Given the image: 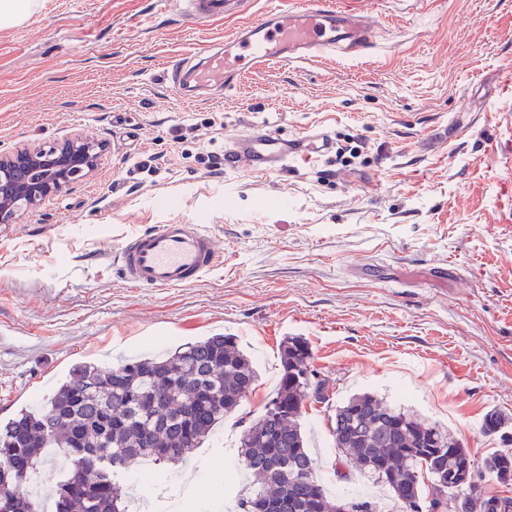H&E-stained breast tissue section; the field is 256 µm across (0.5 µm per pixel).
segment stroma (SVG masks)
I'll list each match as a JSON object with an SVG mask.
<instances>
[{"mask_svg":"<svg viewBox=\"0 0 512 512\" xmlns=\"http://www.w3.org/2000/svg\"><path fill=\"white\" fill-rule=\"evenodd\" d=\"M353 5L379 13L368 56L292 61L192 100L164 61L220 46L235 20L193 25L157 0H37L0 28V146L101 144L89 178L0 224V420L76 364L216 334L259 375L221 433L146 487L150 512H234L252 488L238 439L278 386L288 336L308 341L331 386L300 422L339 498L392 503L370 475L336 476L328 408L353 395L440 424L478 462L503 446L481 430L488 411L512 436V0ZM254 123L324 126L361 153L211 174ZM170 223L211 231L222 267L189 287L125 285L121 236Z\"/></svg>","mask_w":512,"mask_h":512,"instance_id":"stroma-1","label":"stroma"}]
</instances>
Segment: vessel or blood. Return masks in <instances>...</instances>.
Masks as SVG:
<instances>
[{
	"label": "vessel or blood",
	"instance_id": "obj_1",
	"mask_svg": "<svg viewBox=\"0 0 512 512\" xmlns=\"http://www.w3.org/2000/svg\"><path fill=\"white\" fill-rule=\"evenodd\" d=\"M191 21L200 23L238 16L236 0H179ZM373 24L348 0H295L292 8L268 10L262 21L244 23L223 47L199 57L169 60L163 71L171 87L225 89L243 72L285 60L340 53L361 57L372 46ZM334 142L325 130L282 136L255 124L234 135L224 148V165L270 174L296 160L317 159ZM120 279L134 288L188 287L221 266L223 252L213 235L199 224H156L129 234L112 257Z\"/></svg>",
	"mask_w": 512,
	"mask_h": 512
}]
</instances>
